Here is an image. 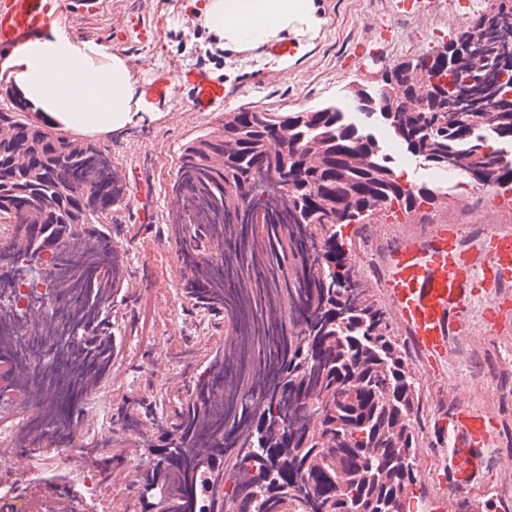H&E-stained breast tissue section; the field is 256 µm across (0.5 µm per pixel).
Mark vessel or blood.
<instances>
[{"mask_svg": "<svg viewBox=\"0 0 512 512\" xmlns=\"http://www.w3.org/2000/svg\"><path fill=\"white\" fill-rule=\"evenodd\" d=\"M62 0H0V46L38 34L60 12ZM196 111L222 105L224 86L200 67L180 72ZM458 229L432 218L426 230L391 240L381 251V270L372 281L386 296L395 324L409 336L424 366L442 369L453 354L451 339L473 324L499 333L512 320V307L492 291L512 271V234L491 230L470 251L457 245ZM496 429V417L472 406L453 408L445 419L448 446L441 477L467 496L483 478L482 452Z\"/></svg>", "mask_w": 512, "mask_h": 512, "instance_id": "vessel-or-blood-1", "label": "vessel or blood"}]
</instances>
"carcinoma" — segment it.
I'll list each match as a JSON object with an SVG mask.
<instances>
[{
    "instance_id": "obj_1",
    "label": "carcinoma",
    "mask_w": 512,
    "mask_h": 512,
    "mask_svg": "<svg viewBox=\"0 0 512 512\" xmlns=\"http://www.w3.org/2000/svg\"><path fill=\"white\" fill-rule=\"evenodd\" d=\"M512 0H493L433 51L353 86L357 110L385 123L426 165L472 185H512ZM466 41L474 55L459 56ZM444 71L469 85L479 125L448 123ZM0 267L51 254L41 316L54 350L17 300H0V353L12 390L33 409L20 448L71 446L81 402L112 379L120 350L112 312L127 269L112 230L130 210L119 162L104 145L33 117L17 91L0 97ZM167 236L182 295L229 324L185 398L118 411L143 436L138 480L159 490L156 512H409L419 482L423 389L352 263L353 224L448 205L439 188L405 182L375 136L336 106L268 112L239 107L180 148Z\"/></svg>"
}]
</instances>
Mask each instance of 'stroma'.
Returning <instances> with one entry per match:
<instances>
[{
	"label": "stroma",
	"mask_w": 512,
	"mask_h": 512,
	"mask_svg": "<svg viewBox=\"0 0 512 512\" xmlns=\"http://www.w3.org/2000/svg\"><path fill=\"white\" fill-rule=\"evenodd\" d=\"M93 11L77 13L63 7L59 23L73 36L93 40L123 55L137 80L146 88L157 72H174L210 56L209 70L223 71L224 106L195 111L186 87L175 86L159 107L155 120L137 123L105 144L121 163L131 197L129 216L112 233L115 252L123 256L133 287L115 320L123 340L112 370L108 394L91 397L86 410L98 415L94 439L111 446L117 437V410L130 399L151 400L157 392L185 396L197 367L206 366L223 328L200 319L180 294V265L174 243L164 227L176 209L168 186L176 170L180 147L214 125L222 111L257 106L278 112H298L327 104L343 105L354 81L369 79L372 56L401 60L417 55L411 44L389 46L376 27L415 21L425 25L429 0H419L415 14H392L388 0H318L321 22L309 28L290 25L288 39L297 49L288 59L270 53L268 46L240 52L209 51L205 31L188 0H95ZM137 18L155 30L149 43L125 30L128 18ZM356 123L374 133L385 153L410 181L447 184L446 174L428 169L396 142L387 129L363 115ZM151 302L156 326L152 338L137 341L141 307ZM455 359L435 375L414 364L428 399L422 429V447L416 460L420 475L439 466L435 419L459 403L489 406L497 417L486 464L499 484L512 486V329L504 335L458 336L452 341ZM146 456L133 448L120 466L128 479L106 482L97 497L85 492V453L62 456L54 443L40 448L0 451V512H23V503L40 502L43 512H56L66 501L67 512H141L140 485L134 472Z\"/></svg>",
	"instance_id": "1"
}]
</instances>
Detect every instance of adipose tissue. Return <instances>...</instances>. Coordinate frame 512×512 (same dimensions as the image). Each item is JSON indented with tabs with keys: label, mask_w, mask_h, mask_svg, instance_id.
Segmentation results:
<instances>
[{
	"label": "adipose tissue",
	"mask_w": 512,
	"mask_h": 512,
	"mask_svg": "<svg viewBox=\"0 0 512 512\" xmlns=\"http://www.w3.org/2000/svg\"><path fill=\"white\" fill-rule=\"evenodd\" d=\"M198 18L218 48L236 51L279 38L290 22H320L315 0H203ZM0 73L37 119L84 137H111L148 113L126 59L70 36L56 21L1 53Z\"/></svg>",
	"instance_id": "1"
}]
</instances>
